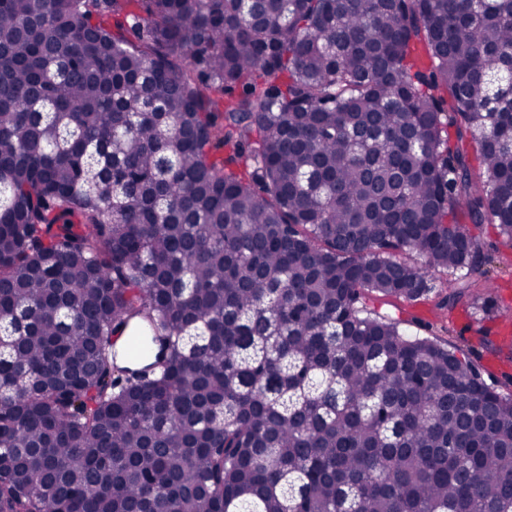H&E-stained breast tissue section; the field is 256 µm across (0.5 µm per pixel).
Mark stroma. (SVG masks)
Instances as JSON below:
<instances>
[{
	"label": "stroma",
	"instance_id": "stroma-1",
	"mask_svg": "<svg viewBox=\"0 0 512 512\" xmlns=\"http://www.w3.org/2000/svg\"><path fill=\"white\" fill-rule=\"evenodd\" d=\"M477 234L482 244L494 247L491 259L483 262L474 274L475 279L492 289L495 304L489 312L464 304L457 307L451 319L447 320L438 310V298L434 295L411 303L372 295L368 303L377 312L406 322L412 332H419L421 326L426 325L431 334L447 336L458 347L461 355L479 358L484 377L498 379L500 389L510 393L512 364L503 362L489 349L479 345L477 328L483 325L498 330L500 319L512 315V244L499 237L495 226L490 224L483 225Z\"/></svg>",
	"mask_w": 512,
	"mask_h": 512
}]
</instances>
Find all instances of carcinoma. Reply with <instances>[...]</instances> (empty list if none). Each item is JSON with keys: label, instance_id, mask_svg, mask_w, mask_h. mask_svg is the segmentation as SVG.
<instances>
[{"label": "carcinoma", "instance_id": "carcinoma-1", "mask_svg": "<svg viewBox=\"0 0 512 512\" xmlns=\"http://www.w3.org/2000/svg\"><path fill=\"white\" fill-rule=\"evenodd\" d=\"M484 224L512 0H0V507L512 512V394L367 304Z\"/></svg>", "mask_w": 512, "mask_h": 512}]
</instances>
